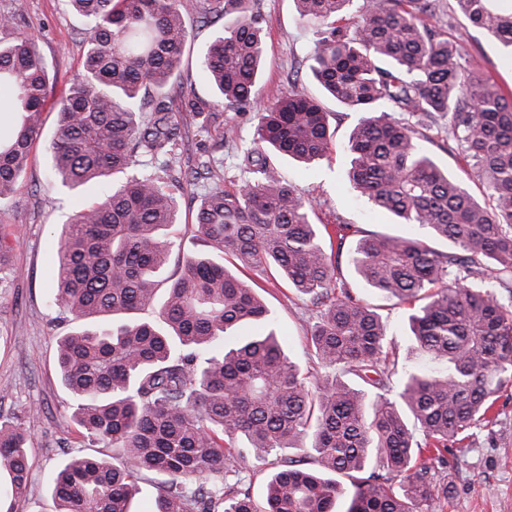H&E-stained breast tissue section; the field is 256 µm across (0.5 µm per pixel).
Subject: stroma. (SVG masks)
I'll return each instance as SVG.
<instances>
[{
  "mask_svg": "<svg viewBox=\"0 0 512 512\" xmlns=\"http://www.w3.org/2000/svg\"><path fill=\"white\" fill-rule=\"evenodd\" d=\"M453 0H441L437 17L428 19L434 30L448 36L468 31L462 54L482 65L500 85L512 88V60L489 33L469 28L466 18L453 13ZM268 24L266 61L260 80L259 97L268 102L286 94L291 77L301 76L303 86L321 98L335 132V148L329 159L307 166L282 158V175L312 204L315 224H348V241L371 233H402L391 214L373 209L366 198L346 180L349 166V135L360 113L342 108L325 97L320 85L308 77L309 55L315 39L313 25L300 22L293 0H255ZM86 24L82 16L67 8L64 0H27L25 13L12 28L0 30V40L35 36L55 81L51 99H58L78 73L86 49ZM215 27H195L184 55L178 82L191 89L203 112L189 128V157H197L201 145L222 138L234 129L238 138L251 139L257 117L255 110L239 111L217 105L212 83L199 65L203 47L212 39ZM58 121L55 110L44 114L39 142L32 150L27 176L18 184L13 199L0 204V234L5 235L17 275L0 288V387H9L0 398V414L14 418L30 438L31 482L18 512H55L51 487L59 461L66 453L88 450L89 445L71 419V394L62 386L55 356V340L71 332L74 321L62 317L53 304L57 269V243L63 224L84 205L102 200L111 185H88L78 192H66L49 171L46 145ZM422 133L421 144L439 164L457 178H465L469 165L461 150L449 148L446 121L415 120ZM233 142L224 144V165L212 178L193 191L178 194L179 222L166 232L172 243L169 260L160 276L161 288L177 278L186 258L200 252L191 238L197 198L214 187L236 188L246 175L237 166ZM338 263L351 292L377 307L389 334L398 345L399 360L411 362L408 310L369 288L349 268L346 253L332 256ZM256 291L271 311L278 332L285 339L290 357L302 369L319 371L306 338L316 321L317 307L297 297L277 275L258 281ZM493 424L466 439L462 446L448 450V469L437 476L448 483L450 494L444 512H512V387H506L494 408Z\"/></svg>",
  "mask_w": 512,
  "mask_h": 512,
  "instance_id": "stroma-1",
  "label": "stroma"
}]
</instances>
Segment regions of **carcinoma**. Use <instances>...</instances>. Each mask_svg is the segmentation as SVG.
Instances as JSON below:
<instances>
[{
    "mask_svg": "<svg viewBox=\"0 0 512 512\" xmlns=\"http://www.w3.org/2000/svg\"><path fill=\"white\" fill-rule=\"evenodd\" d=\"M88 22L79 76L53 102L51 173L67 190L124 181L72 216L57 249L54 304L76 319L104 317L57 339L72 414L110 458L78 451L51 487L57 512H131L145 471L158 482L154 512H443L448 447L493 422L512 380V90L479 64L458 63L462 36L443 38L424 18L440 0H367L350 23V0H296L318 26L310 71L336 103L364 116L352 130L348 178L371 205L410 233L363 236L348 264L370 288L412 305V352L399 378L394 342L375 308L354 295L311 223L310 204L285 183L277 158L311 165L331 150L321 101L290 81L258 105L266 20L251 0H65ZM472 26L512 56V8L503 0H455ZM236 14L200 55L219 101L258 108L241 165L251 178L201 196L194 236L209 251L186 259L171 282L163 324L136 314L156 302L157 277L177 223L173 190L207 179L223 160L182 165L184 113L170 81L191 38L189 21L213 26ZM49 67L31 37L0 41V203L24 177L41 136ZM448 118V136L471 161L489 202L440 167L420 132L392 119ZM456 248L439 252L415 231ZM263 279L275 269L320 307L307 337L326 373L308 383L254 288L224 255ZM413 418L422 432L408 427ZM310 460H284L264 501L242 488L245 473L298 442ZM27 435L0 416V512H16L29 478ZM310 462L313 467L305 466Z\"/></svg>",
    "mask_w": 512,
    "mask_h": 512,
    "instance_id": "cac0c4a2",
    "label": "carcinoma"
}]
</instances>
